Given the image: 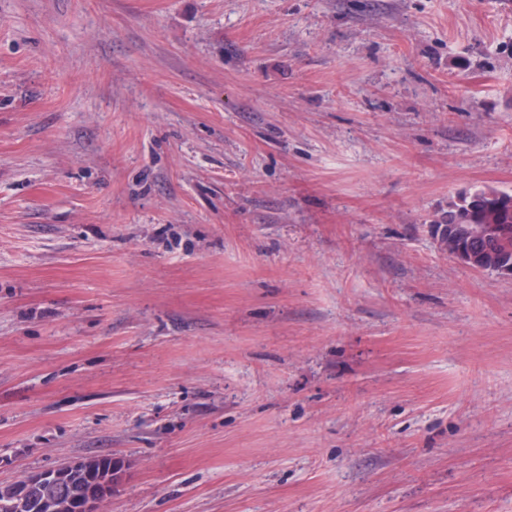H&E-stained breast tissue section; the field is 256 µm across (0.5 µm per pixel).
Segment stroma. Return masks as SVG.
Listing matches in <instances>:
<instances>
[{
  "instance_id": "35a3bbf8",
  "label": "stroma",
  "mask_w": 512,
  "mask_h": 512,
  "mask_svg": "<svg viewBox=\"0 0 512 512\" xmlns=\"http://www.w3.org/2000/svg\"><path fill=\"white\" fill-rule=\"evenodd\" d=\"M512 0H0V484L105 512H512ZM437 224H447V238L446 247L449 253H453L451 242L456 238V245L464 239L463 229L458 230L456 225L460 224H473L469 227H477V231H472L469 236L471 238H483L488 240L491 235H496L495 243H500L504 247V252L508 253L511 250L508 237L506 238L505 230H497L498 226L479 227L477 224H507L509 228L510 237H512V192L500 191L496 189L479 190L474 193L463 195L457 201H450L448 203L447 214H441L436 220ZM465 240V239H464ZM471 241L470 246L475 249L474 260L472 265L481 269H488L496 266L503 257L499 253L493 241ZM466 242V240H465ZM452 256L461 264L476 270L471 265L472 256L463 251L452 254ZM86 459L77 458L57 467L33 471L11 483L13 500L8 496L6 486H0V512H46L37 508L40 497L34 493V503L22 509L30 500L34 490L59 489L53 497L43 502L48 512H102L103 506L111 499L108 485L113 480V467L90 474L85 469ZM60 503L59 505H56Z\"/></svg>"
}]
</instances>
